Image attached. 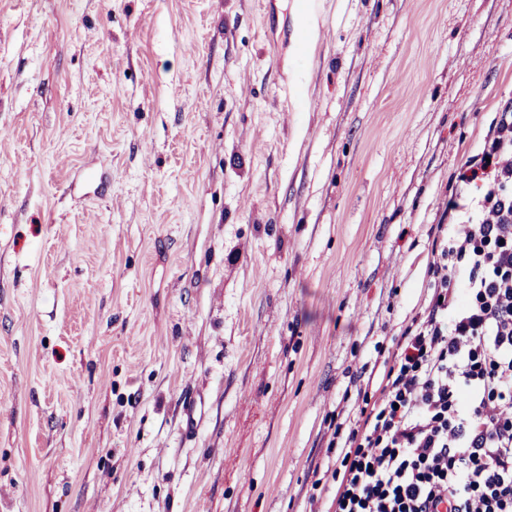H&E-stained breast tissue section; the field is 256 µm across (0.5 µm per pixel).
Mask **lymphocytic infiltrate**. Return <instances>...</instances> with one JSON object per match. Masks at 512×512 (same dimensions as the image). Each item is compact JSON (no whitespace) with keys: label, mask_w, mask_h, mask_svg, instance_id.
I'll return each mask as SVG.
<instances>
[{"label":"lymphocytic infiltrate","mask_w":512,"mask_h":512,"mask_svg":"<svg viewBox=\"0 0 512 512\" xmlns=\"http://www.w3.org/2000/svg\"><path fill=\"white\" fill-rule=\"evenodd\" d=\"M459 179L478 194L448 203L433 301L349 433L336 512H512V99Z\"/></svg>","instance_id":"1"}]
</instances>
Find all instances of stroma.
Masks as SVG:
<instances>
[{"label":"stroma","mask_w":512,"mask_h":512,"mask_svg":"<svg viewBox=\"0 0 512 512\" xmlns=\"http://www.w3.org/2000/svg\"><path fill=\"white\" fill-rule=\"evenodd\" d=\"M512 98V0H0V512H335Z\"/></svg>","instance_id":"stroma-1"}]
</instances>
